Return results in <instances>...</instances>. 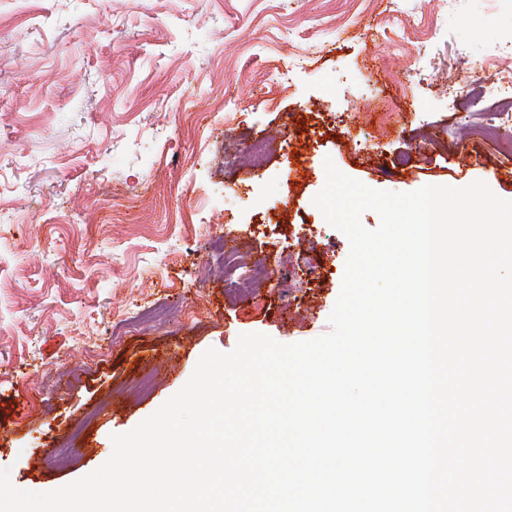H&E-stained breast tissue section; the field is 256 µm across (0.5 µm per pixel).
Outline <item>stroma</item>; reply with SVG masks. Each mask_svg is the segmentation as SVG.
<instances>
[{
    "mask_svg": "<svg viewBox=\"0 0 512 512\" xmlns=\"http://www.w3.org/2000/svg\"><path fill=\"white\" fill-rule=\"evenodd\" d=\"M512 0H0V468L48 492L92 472L208 348L331 331L350 244L313 204L325 159L366 186L481 180L512 200L498 100ZM278 130L259 168L251 139ZM310 253L309 281L230 294ZM498 97L500 102L508 104L509 107L506 109H498L489 114L485 124L469 128V137H491L496 135L500 129L512 126V72L511 75L509 73L507 76V80L506 77H501L498 87ZM224 268V281L230 284V289L248 294L255 284L273 281V270L264 264L255 263L246 268L241 267L233 251H224L221 254Z\"/></svg>",
    "mask_w": 512,
    "mask_h": 512,
    "instance_id": "35a3bbf8",
    "label": "stroma"
}]
</instances>
